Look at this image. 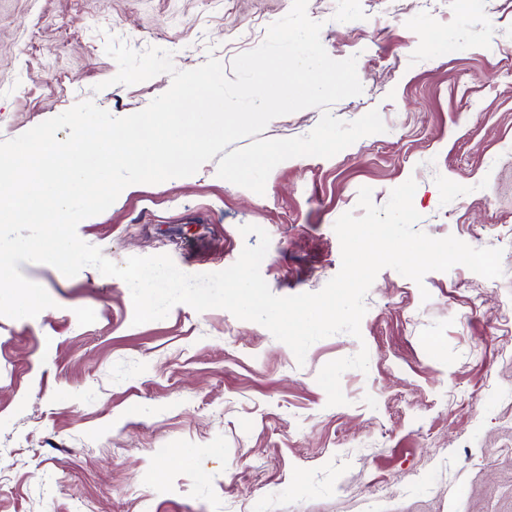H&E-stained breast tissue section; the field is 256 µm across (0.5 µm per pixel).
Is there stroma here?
<instances>
[{"instance_id":"obj_1","label":"stroma","mask_w":512,"mask_h":512,"mask_svg":"<svg viewBox=\"0 0 512 512\" xmlns=\"http://www.w3.org/2000/svg\"><path fill=\"white\" fill-rule=\"evenodd\" d=\"M292 0H0V142L82 101L113 116L146 108L172 78L112 84L107 36L171 52L176 69L231 65L259 46ZM370 22H339L308 0L336 60L356 57L346 122L378 110L385 132L330 158L296 157L264 194L216 161L134 184L78 236L116 264L169 255L188 274L222 271L270 237L260 272L275 295L320 291L342 258L334 225L384 206L415 180L418 231L499 247L512 232V0L475 21L469 0H347ZM323 111L277 117L269 139L308 135ZM54 307L0 316V512H512V248L503 274L463 265L416 285L379 271L360 336L315 342L304 362L262 325L175 305L132 322L130 289L92 266L68 278L19 263ZM429 300H422V292ZM341 376L346 404L317 382Z\"/></svg>"}]
</instances>
